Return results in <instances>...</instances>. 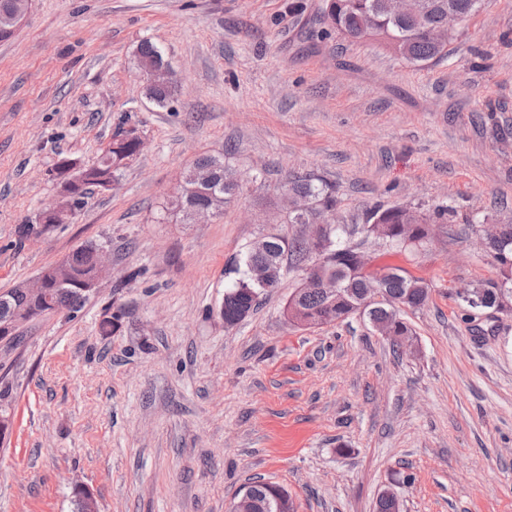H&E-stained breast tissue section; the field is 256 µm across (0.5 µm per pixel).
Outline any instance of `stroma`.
I'll return each instance as SVG.
<instances>
[{"label": "stroma", "instance_id": "1", "mask_svg": "<svg viewBox=\"0 0 512 512\" xmlns=\"http://www.w3.org/2000/svg\"><path fill=\"white\" fill-rule=\"evenodd\" d=\"M288 3L32 0L0 42V292L90 242L112 257L80 312L0 345V512H72L76 482L99 512H229L258 480L294 512H374L387 490L401 512H512V315L474 321L459 299L498 276L481 226L512 223V0H484L422 67L306 41ZM146 39L175 71L163 108L135 65ZM131 128L144 148L112 190L21 237L59 198L60 157L91 164ZM227 150L237 198L201 224L167 211L187 164ZM293 171L335 184L343 224L453 209L423 252L371 254L430 289L402 358L357 315L290 323L294 273L225 326L243 247L301 230L280 200Z\"/></svg>", "mask_w": 512, "mask_h": 512}]
</instances>
